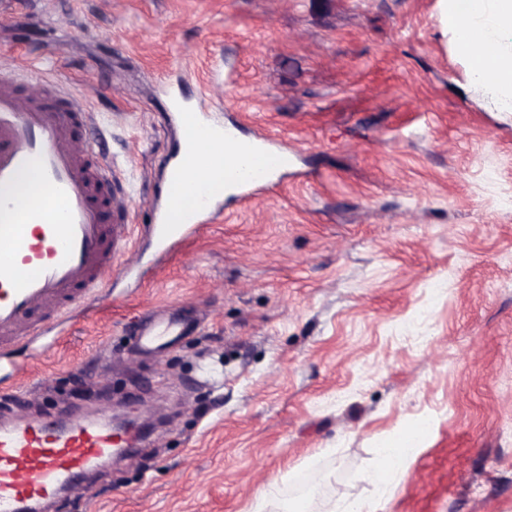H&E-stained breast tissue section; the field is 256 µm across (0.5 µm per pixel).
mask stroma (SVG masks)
<instances>
[{"mask_svg": "<svg viewBox=\"0 0 512 512\" xmlns=\"http://www.w3.org/2000/svg\"><path fill=\"white\" fill-rule=\"evenodd\" d=\"M16 69L85 99L132 241L108 299L0 360L4 417L158 420L48 512H512V112L439 0H15ZM175 89L292 162L161 256ZM158 311L192 332L133 353Z\"/></svg>", "mask_w": 512, "mask_h": 512, "instance_id": "stroma-1", "label": "stroma"}]
</instances>
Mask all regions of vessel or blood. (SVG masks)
Wrapping results in <instances>:
<instances>
[{"mask_svg": "<svg viewBox=\"0 0 512 512\" xmlns=\"http://www.w3.org/2000/svg\"><path fill=\"white\" fill-rule=\"evenodd\" d=\"M17 76H0V354L22 339L60 327L78 305L102 298L120 252L130 239L122 182L95 136L81 101L63 87L53 95L21 93ZM204 140L232 146L224 125L199 113ZM288 168V154L264 149L230 158L224 181L238 190L260 187ZM37 176L34 189L21 178ZM224 193L183 179L172 158L164 199L152 206L150 232L159 251L199 233L220 216ZM183 332L174 317L141 330L151 351ZM143 442L99 423L0 425V512H22L67 491H83L85 474L119 460Z\"/></svg>", "mask_w": 512, "mask_h": 512, "instance_id": "vessel-or-blood-1", "label": "vessel or blood"}]
</instances>
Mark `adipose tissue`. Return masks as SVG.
Instances as JSON below:
<instances>
[{
    "label": "adipose tissue",
    "instance_id": "obj_1",
    "mask_svg": "<svg viewBox=\"0 0 512 512\" xmlns=\"http://www.w3.org/2000/svg\"><path fill=\"white\" fill-rule=\"evenodd\" d=\"M442 21L456 30L458 49L469 59L475 80L488 81L493 104L512 110V0H440ZM184 177L218 179L228 156L222 143L201 147L196 131L185 135Z\"/></svg>",
    "mask_w": 512,
    "mask_h": 512
}]
</instances>
